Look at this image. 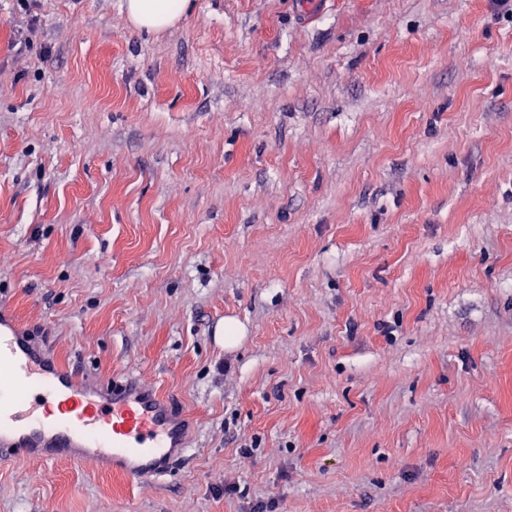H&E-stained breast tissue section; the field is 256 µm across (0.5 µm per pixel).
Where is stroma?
Wrapping results in <instances>:
<instances>
[{
	"instance_id": "obj_1",
	"label": "stroma",
	"mask_w": 512,
	"mask_h": 512,
	"mask_svg": "<svg viewBox=\"0 0 512 512\" xmlns=\"http://www.w3.org/2000/svg\"><path fill=\"white\" fill-rule=\"evenodd\" d=\"M125 2L0 0V307L189 450L0 463V512H512V16ZM187 0H127V14L132 24L146 31H157L179 20Z\"/></svg>"
}]
</instances>
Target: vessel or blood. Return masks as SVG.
I'll use <instances>...</instances> for the list:
<instances>
[{
  "label": "vessel or blood",
  "instance_id": "b4317fda",
  "mask_svg": "<svg viewBox=\"0 0 512 512\" xmlns=\"http://www.w3.org/2000/svg\"><path fill=\"white\" fill-rule=\"evenodd\" d=\"M181 412L134 381H81L0 322V462L65 459L160 478L185 449Z\"/></svg>",
  "mask_w": 512,
  "mask_h": 512
}]
</instances>
